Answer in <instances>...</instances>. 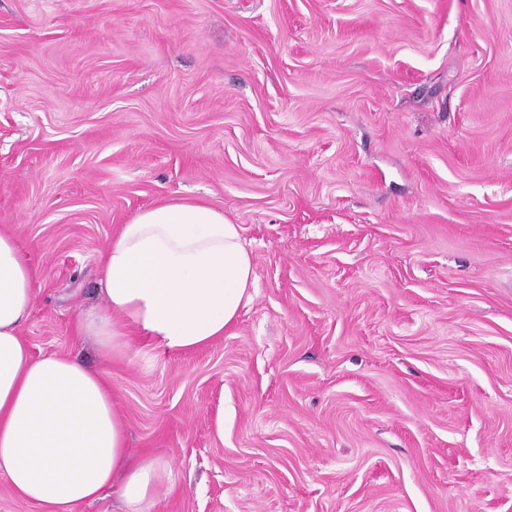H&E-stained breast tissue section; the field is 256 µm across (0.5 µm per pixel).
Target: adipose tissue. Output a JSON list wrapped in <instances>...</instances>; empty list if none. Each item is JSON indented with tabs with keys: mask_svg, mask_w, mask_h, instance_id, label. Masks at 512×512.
Returning a JSON list of instances; mask_svg holds the SVG:
<instances>
[{
	"mask_svg": "<svg viewBox=\"0 0 512 512\" xmlns=\"http://www.w3.org/2000/svg\"><path fill=\"white\" fill-rule=\"evenodd\" d=\"M40 277L27 246L0 229V476L43 512H75L115 486L127 512H153L166 468L132 454L104 375L29 352L22 330ZM255 282L241 225L207 203L173 198L120 225L101 263L106 311L77 331L108 360L142 341L194 351L235 325Z\"/></svg>",
	"mask_w": 512,
	"mask_h": 512,
	"instance_id": "1",
	"label": "adipose tissue"
}]
</instances>
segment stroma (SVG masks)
<instances>
[{
	"instance_id": "1",
	"label": "stroma",
	"mask_w": 512,
	"mask_h": 512,
	"mask_svg": "<svg viewBox=\"0 0 512 512\" xmlns=\"http://www.w3.org/2000/svg\"><path fill=\"white\" fill-rule=\"evenodd\" d=\"M178 197L242 226L252 299L105 360L103 253ZM1 224L156 512H512V0H0Z\"/></svg>"
}]
</instances>
